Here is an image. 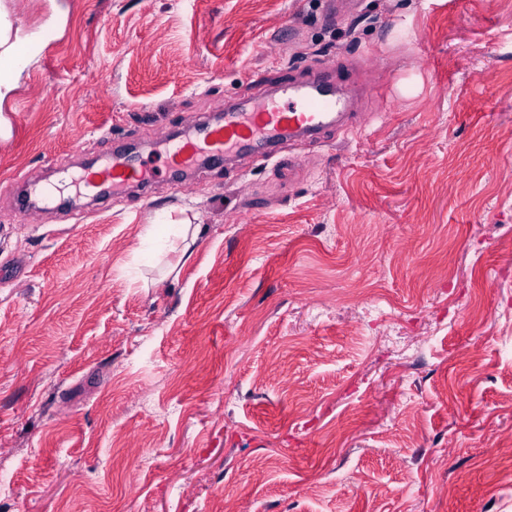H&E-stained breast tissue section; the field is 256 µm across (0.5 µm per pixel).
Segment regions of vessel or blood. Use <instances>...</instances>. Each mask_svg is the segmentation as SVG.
<instances>
[{
	"label": "vessel or blood",
	"instance_id": "b4317fda",
	"mask_svg": "<svg viewBox=\"0 0 512 512\" xmlns=\"http://www.w3.org/2000/svg\"><path fill=\"white\" fill-rule=\"evenodd\" d=\"M347 110L348 102L337 92L330 70L318 68L305 79L281 81L272 89H259L225 106L220 121L199 123L184 140L167 149L162 167L174 188L180 189L183 174L196 171L204 161L248 154L274 158L281 139H315ZM67 181L88 192L129 186L147 190L152 185L145 164L119 153L104 166L68 176Z\"/></svg>",
	"mask_w": 512,
	"mask_h": 512
}]
</instances>
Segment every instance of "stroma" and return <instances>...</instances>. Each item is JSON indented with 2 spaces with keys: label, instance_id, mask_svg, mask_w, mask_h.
<instances>
[{
  "label": "stroma",
  "instance_id": "stroma-1",
  "mask_svg": "<svg viewBox=\"0 0 512 512\" xmlns=\"http://www.w3.org/2000/svg\"><path fill=\"white\" fill-rule=\"evenodd\" d=\"M1 14L37 48L0 100V183L315 66L365 120L284 142L291 172L0 203V512H512V0Z\"/></svg>",
  "mask_w": 512,
  "mask_h": 512
}]
</instances>
